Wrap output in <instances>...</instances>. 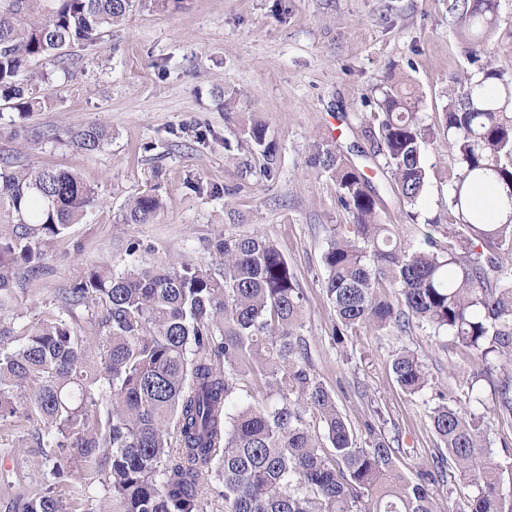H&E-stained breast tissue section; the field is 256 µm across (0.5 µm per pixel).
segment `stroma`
I'll return each instance as SVG.
<instances>
[{"label": "stroma", "mask_w": 512, "mask_h": 512, "mask_svg": "<svg viewBox=\"0 0 512 512\" xmlns=\"http://www.w3.org/2000/svg\"><path fill=\"white\" fill-rule=\"evenodd\" d=\"M449 0H139L122 25L94 43L74 46L64 60L31 64V87L47 102L25 115L0 102V170L36 166L76 173L95 188L94 206L80 223L44 244L34 271L0 301V328L22 336L58 314V295L98 267L120 273L132 265L217 263L222 237L261 234L288 262L303 293L307 362L332 392L354 431L373 409L398 439L407 476L432 467L445 448L429 418L428 401L443 391L468 408L476 362L447 337L428 329L377 334L366 330L335 340L336 315L322 263L325 225L348 223L336 184L311 167L312 146L340 145L372 178L385 203L384 223L397 237L421 239L423 220L448 223L453 166L441 117L455 78L475 61L512 75V0H496L497 26L467 51ZM404 77L420 96L419 116L436 128L426 151L428 185L417 205L421 224L403 218L390 177L378 168L376 143L366 133L369 99L389 75ZM244 109L224 110V93ZM267 127L273 155L247 144L249 121ZM111 139L88 152L68 132L89 123ZM163 199L148 224L123 220L127 204L146 189ZM413 350L425 366L423 394L408 396L391 371L392 354ZM497 382L478 384L487 445L512 479V425L494 417ZM25 430L11 424L0 438V482L16 481L29 456Z\"/></svg>", "instance_id": "1"}]
</instances>
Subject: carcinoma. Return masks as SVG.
Wrapping results in <instances>:
<instances>
[{"mask_svg": "<svg viewBox=\"0 0 512 512\" xmlns=\"http://www.w3.org/2000/svg\"><path fill=\"white\" fill-rule=\"evenodd\" d=\"M135 2L0 0V99L34 111L38 98L20 79L29 62L96 40L126 20ZM450 10L471 45L494 27L495 0H452ZM473 62L477 69L455 80L460 91L449 94L443 113L454 161L450 221L428 222L419 243L401 241L381 222L379 191L337 145L315 143L309 163L335 181L337 201L351 216L326 227L333 335L406 333L428 324L483 364L471 385L498 360L493 411L512 422V76ZM419 104L402 79L374 100V154L411 221L434 138ZM245 134L270 153L263 123ZM71 138L95 151L109 133L89 124ZM488 177L503 188V219L464 194L465 185ZM95 197L69 171L0 172V198L18 216L15 239L0 242V296L13 291L43 242L83 219ZM161 207L147 190L128 204L125 223L148 224ZM213 249L215 267L134 266L120 274L98 267L62 289V314L19 345L0 330V423L22 414L32 424L33 454L52 463L49 475L34 479L21 512H81L96 487L103 492L99 512H207L201 485L209 476L224 512H437L432 485L447 462L473 487L468 512H512V489L486 446L482 416L437 394L430 420L448 459L404 476L399 449L378 426L382 410L355 434L305 361L302 293L277 247L255 234L221 238ZM94 300L102 303L97 326H74L75 309ZM391 369L409 395L427 386L424 366L409 350L392 355ZM248 375L272 390L258 405L235 401ZM306 411L322 434L310 429ZM76 475L85 479L82 494L72 490Z\"/></svg>", "mask_w": 512, "mask_h": 512, "instance_id": "1", "label": "carcinoma"}]
</instances>
